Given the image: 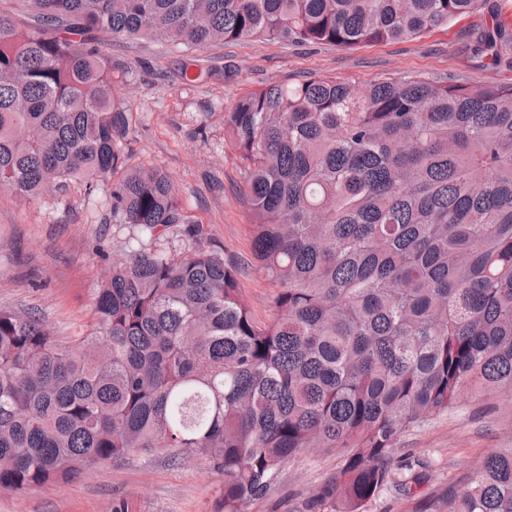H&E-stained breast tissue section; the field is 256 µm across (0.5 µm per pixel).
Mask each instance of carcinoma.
Returning <instances> with one entry per match:
<instances>
[{"label":"carcinoma","instance_id":"carcinoma-1","mask_svg":"<svg viewBox=\"0 0 512 512\" xmlns=\"http://www.w3.org/2000/svg\"><path fill=\"white\" fill-rule=\"evenodd\" d=\"M488 0H8L0 5V188L38 198L112 179V219L192 242L172 180L130 169L107 42L188 50L252 39L350 49L417 37ZM497 66L512 24L474 32ZM184 82L219 75L181 53ZM242 165L257 321L214 248L143 246L101 277L72 344L0 309V491L62 486L138 451L224 471V512L305 448L340 469L307 512H361L410 469L400 435L468 388L512 398V85L271 82L224 112ZM413 512H512V448Z\"/></svg>","mask_w":512,"mask_h":512}]
</instances>
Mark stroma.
Here are the masks:
<instances>
[{"mask_svg":"<svg viewBox=\"0 0 512 512\" xmlns=\"http://www.w3.org/2000/svg\"><path fill=\"white\" fill-rule=\"evenodd\" d=\"M478 14L412 40L293 45L265 40L216 44L199 56L231 79L185 85L172 72L174 55L161 42H108L113 60L127 65L124 89L129 134L126 163L166 172L184 211L204 231V243L224 251L238 270L241 294L254 317L275 313L274 288L253 262L249 213L241 198V164L224 142V110L245 92L273 81L338 79L361 87L384 79L512 84V66L477 67L470 55ZM112 182H73L41 199L0 188V308L33 314L63 341L84 335L95 319L100 278L147 237L112 219ZM512 448V399L473 390L448 412L404 432L396 453L427 463L429 480L417 496L463 480L485 457ZM333 452L303 450L281 466L268 494L245 512H304L316 488L340 467ZM224 473L200 456L173 463L167 452L137 453L92 465L72 483L0 492V512H112L125 499L136 512H216Z\"/></svg>","mask_w":512,"mask_h":512,"instance_id":"35a3bbf8","label":"stroma"}]
</instances>
